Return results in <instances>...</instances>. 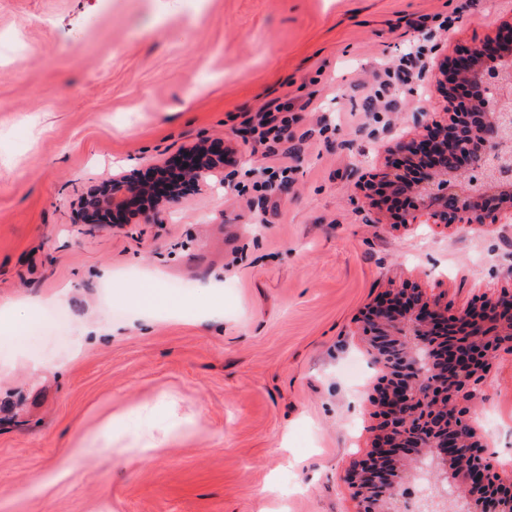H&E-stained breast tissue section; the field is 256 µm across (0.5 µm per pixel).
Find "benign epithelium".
Masks as SVG:
<instances>
[{"mask_svg":"<svg viewBox=\"0 0 512 512\" xmlns=\"http://www.w3.org/2000/svg\"><path fill=\"white\" fill-rule=\"evenodd\" d=\"M510 53L512 24L504 23L442 68L448 120L421 114L417 133L392 147L397 161L365 184L367 199L404 225L512 223V73L487 80L488 62ZM226 150L224 141L206 140L145 172L94 184L76 203L75 223L159 218L200 181L223 179ZM170 168L181 170L179 179H162ZM359 335L378 371L371 401L379 423L366 453L342 475L354 512H392L411 460L428 461L442 482L466 491L467 512H512V477L497 471L469 416L490 359L512 354V289L450 314L442 293L404 281L362 312Z\"/></svg>","mask_w":512,"mask_h":512,"instance_id":"7a95c632","label":"benign epithelium"}]
</instances>
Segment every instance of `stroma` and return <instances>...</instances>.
<instances>
[{"instance_id":"35a3bbf8","label":"stroma","mask_w":512,"mask_h":512,"mask_svg":"<svg viewBox=\"0 0 512 512\" xmlns=\"http://www.w3.org/2000/svg\"><path fill=\"white\" fill-rule=\"evenodd\" d=\"M507 22L512 0H0V305L67 319L0 341V363L44 367L0 372V512H352L341 475L377 423L361 311L407 279L452 311L512 287V223L396 227L363 185L414 113L446 119L427 75ZM407 57L426 77L405 86L385 71ZM275 99L294 121L265 200L251 126ZM207 139L231 150L223 185L159 220L75 223L91 182ZM211 279L168 311L170 285ZM470 413L512 467V355Z\"/></svg>"}]
</instances>
